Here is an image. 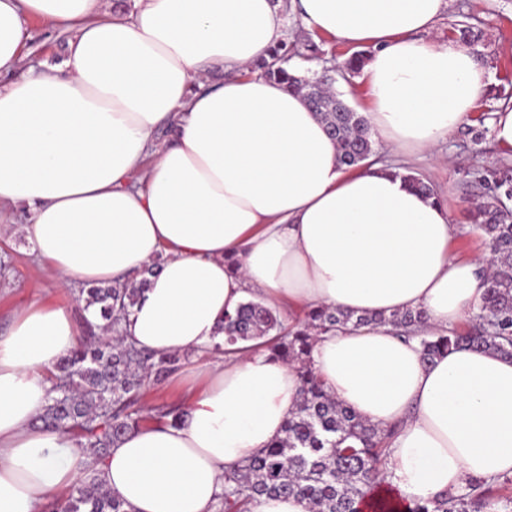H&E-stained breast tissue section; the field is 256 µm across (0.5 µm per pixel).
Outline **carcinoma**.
Segmentation results:
<instances>
[{"instance_id": "obj_1", "label": "carcinoma", "mask_w": 512, "mask_h": 512, "mask_svg": "<svg viewBox=\"0 0 512 512\" xmlns=\"http://www.w3.org/2000/svg\"><path fill=\"white\" fill-rule=\"evenodd\" d=\"M297 56L283 40L268 58L254 64V70L302 95L336 142L340 164L363 166L376 146L368 118L333 91L336 71L300 75L290 66ZM365 59L364 52H353L341 66L342 75L357 73ZM399 176L427 197L439 199L423 179L409 172ZM468 176L485 191L472 218L494 255L471 329L446 334L426 331L421 310L372 318L327 307L309 310L290 326L279 310L254 300L224 316V344H215L213 351L222 353L225 344L267 337L271 355L297 369L301 389L282 436L225 472L224 494L216 512H249L248 505L263 496L300 498L309 512H397L395 499L378 493L392 431L370 424L330 396L311 367L310 354L319 335L351 323L403 328L419 340L427 361L463 345L512 358V163L503 160L493 170L476 167ZM152 272L150 267L142 270L140 279L131 283L80 289L85 307L93 309L103 323L85 320L84 341L50 376V402L39 420L85 440V447L97 458L150 419H182L176 404L155 406L149 417L143 404L151 385L160 384L179 367L181 355L144 352L128 342L122 331V321L137 304ZM509 485L511 477L490 483L474 479L454 492L416 501L408 512H512V492L497 494ZM51 512H132V507L104 481L90 477L75 483L67 496L53 503Z\"/></svg>"}]
</instances>
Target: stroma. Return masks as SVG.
<instances>
[{"label": "stroma", "instance_id": "stroma-1", "mask_svg": "<svg viewBox=\"0 0 512 512\" xmlns=\"http://www.w3.org/2000/svg\"><path fill=\"white\" fill-rule=\"evenodd\" d=\"M464 25L479 33L480 38L470 51L488 73L486 92L473 116L449 136L437 153L399 155L385 150L379 153L380 159L390 166L423 178L437 190L451 223L458 228L455 248L463 255L486 248L483 236L469 216L474 197L472 188L463 181V171L474 165L490 167L503 158L490 131L494 112L507 97H512V0H449L448 7L425 38L432 44L442 45L450 32ZM29 33L26 49L31 63L54 65L64 59L69 33L48 31L37 20L30 21ZM479 133L484 139L478 144L474 138ZM4 249L13 257L15 272L10 285L0 286V336L6 334L14 310L30 300L33 285H44L46 297L54 302L74 300L72 289L58 288L48 281L43 263L36 260L24 237L7 231L0 233V251Z\"/></svg>", "mask_w": 512, "mask_h": 512}]
</instances>
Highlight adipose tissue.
<instances>
[{
    "instance_id": "1",
    "label": "adipose tissue",
    "mask_w": 512,
    "mask_h": 512,
    "mask_svg": "<svg viewBox=\"0 0 512 512\" xmlns=\"http://www.w3.org/2000/svg\"><path fill=\"white\" fill-rule=\"evenodd\" d=\"M0 0V215L21 205L57 286L123 283L156 265L123 328L192 353L172 376L184 421L127 433L102 459L37 425L47 373L81 341L74 307L33 296L0 337V512H46L95 476L134 512H215L224 473L281 434L296 369L259 342L215 354L249 298L293 314L423 310L431 330L480 306L490 252L457 256L448 210L388 163L339 164L324 123L277 82L242 76L283 36L274 0ZM447 0H297L307 30L371 45L374 137L414 153L444 141L488 83L477 59L427 43ZM68 31L58 66L28 64L31 20ZM220 69L223 82L208 85ZM175 132L156 144L157 129ZM163 264H156V257ZM328 394L392 429L385 487L401 502L512 476V359L464 347L425 361L390 325L318 337Z\"/></svg>"
}]
</instances>
